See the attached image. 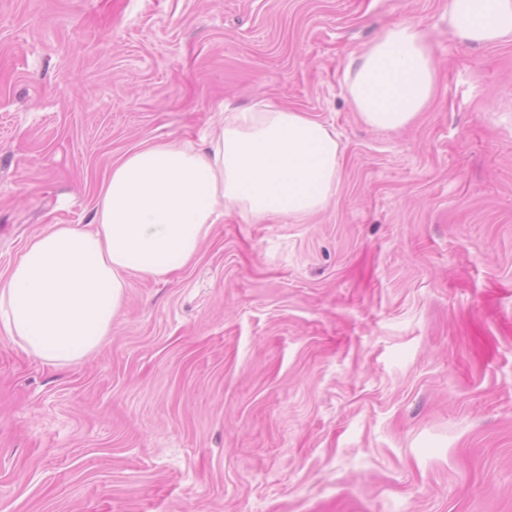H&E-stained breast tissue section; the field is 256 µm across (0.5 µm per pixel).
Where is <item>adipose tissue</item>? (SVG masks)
Returning a JSON list of instances; mask_svg holds the SVG:
<instances>
[{
    "label": "adipose tissue",
    "mask_w": 512,
    "mask_h": 512,
    "mask_svg": "<svg viewBox=\"0 0 512 512\" xmlns=\"http://www.w3.org/2000/svg\"><path fill=\"white\" fill-rule=\"evenodd\" d=\"M448 30L476 46L512 39V0H448ZM345 84L370 128L406 126L432 102L436 63L421 23L385 29L351 58ZM340 146L304 112L258 103L225 117L204 148L157 142L123 156L103 183L93 229L53 224L0 277V333L51 366L75 365L112 333L128 277L188 267L234 209L293 221L335 195Z\"/></svg>",
    "instance_id": "obj_1"
}]
</instances>
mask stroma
Segmentation results:
<instances>
[{"mask_svg":"<svg viewBox=\"0 0 512 512\" xmlns=\"http://www.w3.org/2000/svg\"><path fill=\"white\" fill-rule=\"evenodd\" d=\"M448 0H0V275L113 161L257 101L338 135L328 208L213 225L106 343L0 338V512H512V42ZM423 22L432 105L366 126L351 57ZM448 31L476 46L512 39V0H448Z\"/></svg>","mask_w":512,"mask_h":512,"instance_id":"stroma-1","label":"stroma"}]
</instances>
